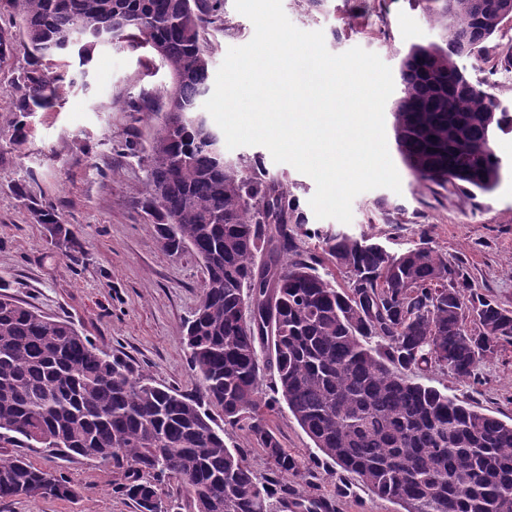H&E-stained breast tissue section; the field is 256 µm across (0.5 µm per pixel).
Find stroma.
Listing matches in <instances>:
<instances>
[{
    "mask_svg": "<svg viewBox=\"0 0 512 512\" xmlns=\"http://www.w3.org/2000/svg\"><path fill=\"white\" fill-rule=\"evenodd\" d=\"M290 21L304 31L320 30L334 54L360 47L397 68L414 44L438 41L440 30L417 0H282ZM228 27L211 32L212 65L220 67L229 48L247 44L252 22L234 0H224ZM512 49V20L488 44L487 60H464L472 79H489L498 101L512 109V68L499 59ZM27 65L22 50L0 59V279L19 300L43 314L65 319L107 353L126 356L160 385L185 393L197 383L188 363L181 327L197 309L204 269L192 251L169 256L159 244L154 218L140 207L146 156L153 128L142 113L114 108L113 100L148 90L163 96L169 77L142 49L125 45L96 49L87 64L70 59L68 85L58 105L28 120L22 141L11 139L14 78ZM137 143L138 155L127 146ZM503 177L490 194L442 188L414 180L398 152L390 157L401 178L400 192L378 188L352 202L344 224L317 219L309 205L316 185L286 163L274 162L262 146L225 150L230 159H259L297 198L309 224L352 236L367 234L400 253L428 239L431 246L461 259L482 293L512 310V134L497 141ZM61 213L72 242L54 239L46 225L31 220L17 186ZM424 383L512 421V347L483 360L472 379L429 373ZM31 461L63 473L76 498L0 500V512H137L116 492L121 476L111 465L65 461L50 452ZM322 512H399L335 464L316 465Z\"/></svg>",
    "mask_w": 512,
    "mask_h": 512,
    "instance_id": "obj_1",
    "label": "stroma"
}]
</instances>
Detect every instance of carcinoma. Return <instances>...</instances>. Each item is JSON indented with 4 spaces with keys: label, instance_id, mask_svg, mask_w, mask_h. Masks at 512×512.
<instances>
[{
    "label": "carcinoma",
    "instance_id": "1",
    "mask_svg": "<svg viewBox=\"0 0 512 512\" xmlns=\"http://www.w3.org/2000/svg\"><path fill=\"white\" fill-rule=\"evenodd\" d=\"M441 42L414 44L399 61L391 104L396 149L418 182L493 192L501 179L497 133L512 113L459 66L481 57L512 0H418ZM21 40L0 31V58L22 49L27 67L13 126L60 97L55 49L67 34L105 27L146 48L170 77L165 99L146 92L120 108L200 113L207 94V35L226 27L221 0H0ZM208 125L155 131L143 209L171 256L192 250L206 278L183 339L198 392L154 383L130 361L101 351L69 322L0 293V443L51 445L94 455L120 472L138 512H173L158 484L178 478L191 512H269L288 487L262 483L224 428L253 436L275 473L300 477L305 462L282 447L262 410L287 407L325 459L401 512H512V422L404 375L466 380L512 344V310L479 292L459 265L423 241L390 253L365 237L311 227L296 198L258 160L224 159ZM28 210L67 240L57 210L29 195ZM315 241L314 249L306 247ZM331 262L344 287L319 273ZM74 498L64 477L24 453L0 456V499Z\"/></svg>",
    "mask_w": 512,
    "mask_h": 512
}]
</instances>
